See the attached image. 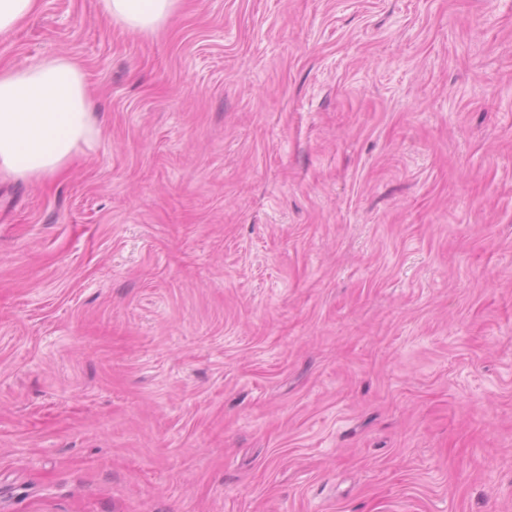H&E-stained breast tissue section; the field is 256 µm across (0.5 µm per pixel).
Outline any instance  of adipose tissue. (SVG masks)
I'll return each mask as SVG.
<instances>
[{
    "mask_svg": "<svg viewBox=\"0 0 512 512\" xmlns=\"http://www.w3.org/2000/svg\"><path fill=\"white\" fill-rule=\"evenodd\" d=\"M180 0H99L108 21L152 34ZM97 136L85 74L72 58L49 54L27 67L0 69V177L35 180L55 175Z\"/></svg>",
    "mask_w": 512,
    "mask_h": 512,
    "instance_id": "obj_1",
    "label": "adipose tissue"
}]
</instances>
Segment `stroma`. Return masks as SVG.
I'll return each mask as SVG.
<instances>
[{
    "instance_id": "stroma-1",
    "label": "stroma",
    "mask_w": 512,
    "mask_h": 512,
    "mask_svg": "<svg viewBox=\"0 0 512 512\" xmlns=\"http://www.w3.org/2000/svg\"><path fill=\"white\" fill-rule=\"evenodd\" d=\"M99 134L0 180V512H512V0H40ZM108 21L137 34H152L176 12L180 0H98Z\"/></svg>"
}]
</instances>
